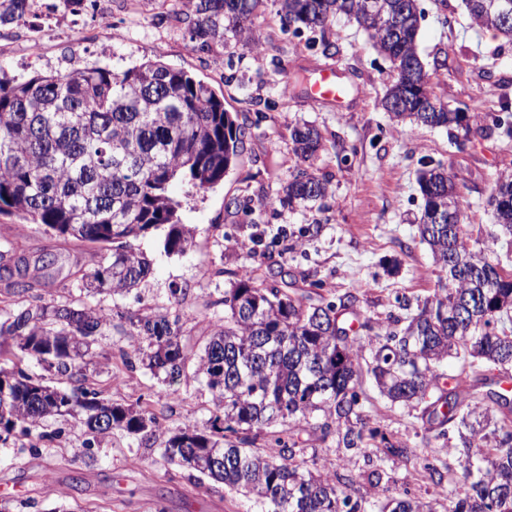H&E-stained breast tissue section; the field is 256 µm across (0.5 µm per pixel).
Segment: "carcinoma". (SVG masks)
<instances>
[{
    "mask_svg": "<svg viewBox=\"0 0 512 512\" xmlns=\"http://www.w3.org/2000/svg\"><path fill=\"white\" fill-rule=\"evenodd\" d=\"M264 0H195L190 41L206 50L224 30L247 46ZM282 25L320 37L332 22L354 19L397 77L382 107L392 121L430 128L455 125L482 132L485 112L451 109L425 71L416 37L418 0H277ZM502 0H465L470 19L512 42ZM33 0H0V25L29 23ZM246 124L184 70L147 61L121 74L102 67L36 75L24 83L0 78V214L18 215L52 235L97 249L80 291L128 294L152 271L136 242L168 227L165 253L183 254L193 230L169 194L180 179L198 192L224 181L235 166ZM292 151L305 167L282 187L292 209L329 195L316 160L321 131L294 127ZM419 186L421 241L430 251L438 288L403 314L359 321L351 294L297 292L252 269L213 302L224 316L209 321L201 352L182 343L179 314L105 315L80 299L61 303L38 292L37 272L54 264L45 253L35 274H0L17 307L0 313V360H31L67 376L61 390L15 366L0 367V431L41 457L59 437L39 430L50 415L80 419L84 447L120 430L159 445L168 464L224 484L252 499L255 512H512V396L493 389L484 371L512 366V265L491 262L473 234L448 168L429 164ZM488 204L492 242L512 243V172L500 174ZM129 323L125 370L155 376L186 372L205 380L216 412L203 429L163 426L148 404L112 402L83 373L97 336L112 320ZM457 364L449 377L448 360ZM393 407L417 411L430 451L456 459L461 474L424 464V477L448 485L439 498L398 491L391 470L417 453L370 422L367 387ZM342 453L337 465L323 455ZM362 466H357L358 462Z\"/></svg>",
    "mask_w": 512,
    "mask_h": 512,
    "instance_id": "carcinoma-1",
    "label": "carcinoma"
}]
</instances>
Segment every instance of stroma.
Listing matches in <instances>:
<instances>
[{
  "mask_svg": "<svg viewBox=\"0 0 512 512\" xmlns=\"http://www.w3.org/2000/svg\"><path fill=\"white\" fill-rule=\"evenodd\" d=\"M45 2L34 5L39 33L21 23L0 27V76L23 82L37 74L92 66L121 72L158 60L223 94L225 108L240 113L250 128L237 165L223 182L203 194L181 181L170 187L182 203L183 222L196 229L193 247L166 255L161 229L143 239L141 249L154 260L151 276L137 292L90 298L103 313L119 307L154 310L166 303L170 288H183V340L197 350L209 319L224 313L214 300L243 271L257 267H280L323 282L333 293L354 294L365 317L397 311L399 299L426 297L437 286L418 232V175L428 162L449 166L470 224L485 228L493 222L488 198L497 176L512 170V137L473 130L460 150L455 131L393 127L380 106L392 68L353 20L335 21L338 51L327 56L307 35L283 30L276 0H267L253 24L260 39L257 50L236 45L228 32L223 44L202 51L193 47L187 23L175 21L164 0H99L96 15L86 6L50 12ZM421 6L420 55L428 66L443 62L431 75L437 93L450 108L491 111L512 125V45L474 26L462 0H448L444 8L436 0H421ZM324 69L341 71L349 85L346 111L308 98L306 83ZM303 123L316 125L326 139L318 167L332 196L325 206L291 210L280 205L278 192L299 164L291 151V131ZM234 197L250 198L253 213L228 212L225 203ZM14 238L28 259L46 250L54 253L56 261L43 279L55 298L79 297L75 272L91 268L93 250L0 214V246ZM129 342L116 330L106 331L85 368L87 376L107 386L116 403H149L165 414L168 428L204 427L214 411L204 381L190 374L164 381L141 367L113 376L114 360ZM367 414L409 447L420 446L422 423L408 410L377 400ZM47 425L63 428L64 434L42 457L31 456L14 440L0 441V487L7 498L35 500L33 512H154L159 500L167 512L250 508L244 497L210 481L197 482L188 472L169 477L158 449L138 437L117 431L89 453L74 422L51 419Z\"/></svg>",
  "mask_w": 512,
  "mask_h": 512,
  "instance_id": "35a3bbf8",
  "label": "stroma"
}]
</instances>
